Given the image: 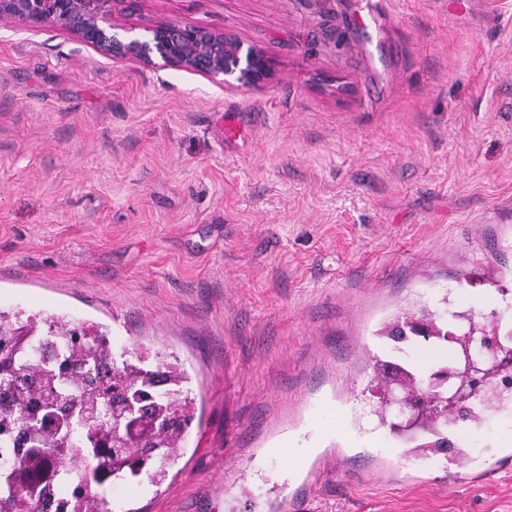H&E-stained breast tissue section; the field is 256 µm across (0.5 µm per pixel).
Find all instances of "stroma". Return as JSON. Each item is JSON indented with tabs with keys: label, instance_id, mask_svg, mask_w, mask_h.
<instances>
[{
	"label": "stroma",
	"instance_id": "1",
	"mask_svg": "<svg viewBox=\"0 0 512 512\" xmlns=\"http://www.w3.org/2000/svg\"><path fill=\"white\" fill-rule=\"evenodd\" d=\"M375 2L361 25L357 0L125 17L264 47L259 90L0 21V310L188 375L182 456L160 486L117 484L112 512H512V467L452 484L446 457L405 454L373 372L406 312L512 330V0ZM327 401L346 436L313 429ZM475 435L496 459L512 405Z\"/></svg>",
	"mask_w": 512,
	"mask_h": 512
}]
</instances>
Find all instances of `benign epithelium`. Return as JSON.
Returning a JSON list of instances; mask_svg holds the SVG:
<instances>
[{"instance_id":"1","label":"benign epithelium","mask_w":512,"mask_h":512,"mask_svg":"<svg viewBox=\"0 0 512 512\" xmlns=\"http://www.w3.org/2000/svg\"><path fill=\"white\" fill-rule=\"evenodd\" d=\"M134 0H0V20L14 19L29 28L51 25L110 59L136 58L144 66L156 61L208 78H222L227 88H258L273 77L264 48L229 31L160 21L147 37L115 20V6Z\"/></svg>"}]
</instances>
